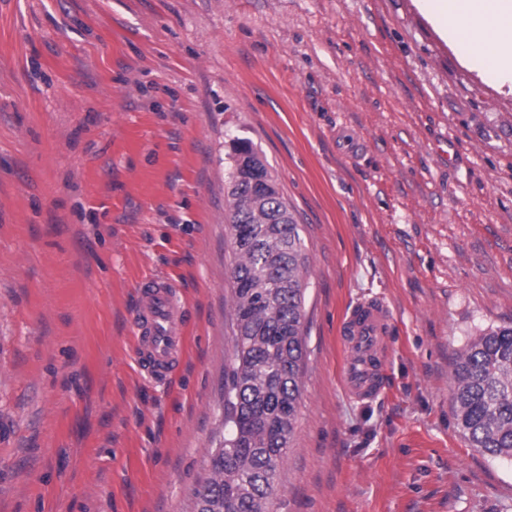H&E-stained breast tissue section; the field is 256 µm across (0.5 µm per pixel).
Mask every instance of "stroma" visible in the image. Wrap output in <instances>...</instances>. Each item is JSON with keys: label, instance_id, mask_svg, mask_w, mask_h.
I'll list each match as a JSON object with an SVG mask.
<instances>
[{"label": "stroma", "instance_id": "stroma-1", "mask_svg": "<svg viewBox=\"0 0 512 512\" xmlns=\"http://www.w3.org/2000/svg\"><path fill=\"white\" fill-rule=\"evenodd\" d=\"M249 140L309 256L298 420L272 512H512L471 448L456 353L512 326V84L416 0H0V512H194L224 434ZM190 319L175 375L135 362L144 279ZM381 297V394L338 327Z\"/></svg>", "mask_w": 512, "mask_h": 512}]
</instances>
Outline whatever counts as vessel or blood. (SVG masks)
<instances>
[{
    "instance_id": "vessel-or-blood-1",
    "label": "vessel or blood",
    "mask_w": 512,
    "mask_h": 512,
    "mask_svg": "<svg viewBox=\"0 0 512 512\" xmlns=\"http://www.w3.org/2000/svg\"><path fill=\"white\" fill-rule=\"evenodd\" d=\"M132 322L140 369L156 382H166L183 352L185 310L176 284L165 276L149 278L140 289ZM390 322L389 308L378 300L357 304L341 322L339 335L347 352L342 382L353 399H370L379 391Z\"/></svg>"
}]
</instances>
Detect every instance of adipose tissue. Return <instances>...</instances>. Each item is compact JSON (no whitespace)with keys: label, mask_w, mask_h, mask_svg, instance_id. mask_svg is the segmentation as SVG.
Segmentation results:
<instances>
[{"label":"adipose tissue","mask_w":512,"mask_h":512,"mask_svg":"<svg viewBox=\"0 0 512 512\" xmlns=\"http://www.w3.org/2000/svg\"><path fill=\"white\" fill-rule=\"evenodd\" d=\"M456 56L491 84L512 81V0H419Z\"/></svg>","instance_id":"ef3b65f1"}]
</instances>
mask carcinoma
<instances>
[{"label":"carcinoma","instance_id":"1","mask_svg":"<svg viewBox=\"0 0 512 512\" xmlns=\"http://www.w3.org/2000/svg\"><path fill=\"white\" fill-rule=\"evenodd\" d=\"M230 159L234 362L224 372V437L194 489L195 512H271L268 489L298 420L309 257L301 225L252 146L234 142ZM256 167L267 177L263 196L250 188ZM452 401L471 447L512 459V328H492L457 352Z\"/></svg>","mask_w":512,"mask_h":512}]
</instances>
